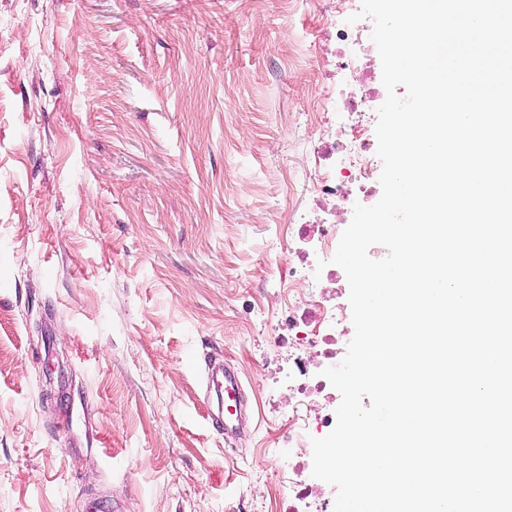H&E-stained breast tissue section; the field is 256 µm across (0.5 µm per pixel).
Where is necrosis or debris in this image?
I'll return each instance as SVG.
<instances>
[{"label": "necrosis or debris", "mask_w": 512, "mask_h": 512, "mask_svg": "<svg viewBox=\"0 0 512 512\" xmlns=\"http://www.w3.org/2000/svg\"><path fill=\"white\" fill-rule=\"evenodd\" d=\"M378 97L361 80L357 94L338 100L340 109L358 114L357 125L350 130L347 143L331 142L324 154L325 163L317 174L320 194L353 205L366 203L365 185L376 179L380 159L372 149L368 130L377 119ZM300 234L310 235L309 248L299 262L288 265V286L298 290V297L288 301V432L282 440L288 450L290 467L305 466L304 442L313 434L331 430L334 420L322 408H312L328 381L325 368L337 365L336 330L339 317L335 306L319 289V278L336 274L331 259L336 252V224L300 227Z\"/></svg>", "instance_id": "4bbe7bcc"}]
</instances>
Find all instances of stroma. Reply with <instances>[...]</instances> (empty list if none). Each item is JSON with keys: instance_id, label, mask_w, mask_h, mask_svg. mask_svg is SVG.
<instances>
[{"instance_id": "stroma-1", "label": "stroma", "mask_w": 512, "mask_h": 512, "mask_svg": "<svg viewBox=\"0 0 512 512\" xmlns=\"http://www.w3.org/2000/svg\"><path fill=\"white\" fill-rule=\"evenodd\" d=\"M342 60L324 0H0V512H288L280 255L351 222ZM224 398L231 401L235 405V411L224 414V419L211 415L209 417L211 424L224 427V437L233 436L236 433V427L233 425L234 419L239 421L242 415L244 397L242 386L238 377L229 370L224 371ZM238 414V415H237Z\"/></svg>"}]
</instances>
